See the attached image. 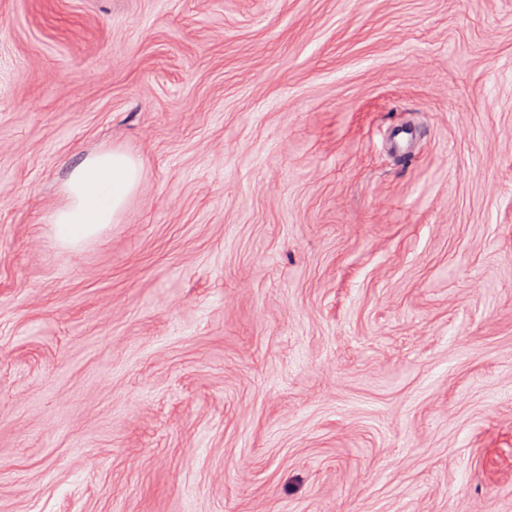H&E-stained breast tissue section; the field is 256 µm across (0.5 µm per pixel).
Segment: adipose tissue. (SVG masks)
<instances>
[{
  "mask_svg": "<svg viewBox=\"0 0 512 512\" xmlns=\"http://www.w3.org/2000/svg\"><path fill=\"white\" fill-rule=\"evenodd\" d=\"M141 174V161L119 148L87 157L72 170L49 207L48 222L56 243L79 248L120 221Z\"/></svg>",
  "mask_w": 512,
  "mask_h": 512,
  "instance_id": "ef3b65f1",
  "label": "adipose tissue"
}]
</instances>
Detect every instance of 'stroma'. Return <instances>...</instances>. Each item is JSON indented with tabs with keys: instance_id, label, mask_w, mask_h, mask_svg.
<instances>
[{
	"instance_id": "35a3bbf8",
	"label": "stroma",
	"mask_w": 512,
	"mask_h": 512,
	"mask_svg": "<svg viewBox=\"0 0 512 512\" xmlns=\"http://www.w3.org/2000/svg\"><path fill=\"white\" fill-rule=\"evenodd\" d=\"M0 512H512V0H0ZM141 174V161L119 148L87 157L72 170L49 207L47 224H51L56 243L79 248L120 221L140 185Z\"/></svg>"
}]
</instances>
